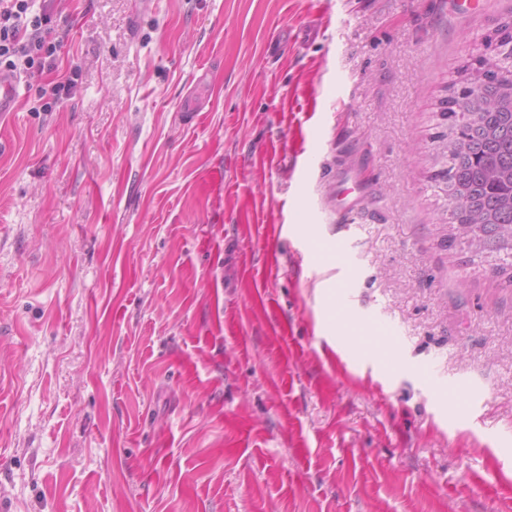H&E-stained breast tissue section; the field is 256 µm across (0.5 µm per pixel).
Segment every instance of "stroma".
Here are the masks:
<instances>
[{
	"instance_id": "35a3bbf8",
	"label": "stroma",
	"mask_w": 512,
	"mask_h": 512,
	"mask_svg": "<svg viewBox=\"0 0 512 512\" xmlns=\"http://www.w3.org/2000/svg\"><path fill=\"white\" fill-rule=\"evenodd\" d=\"M52 8L76 85L0 122V512H512V288L427 180L512 0Z\"/></svg>"
}]
</instances>
